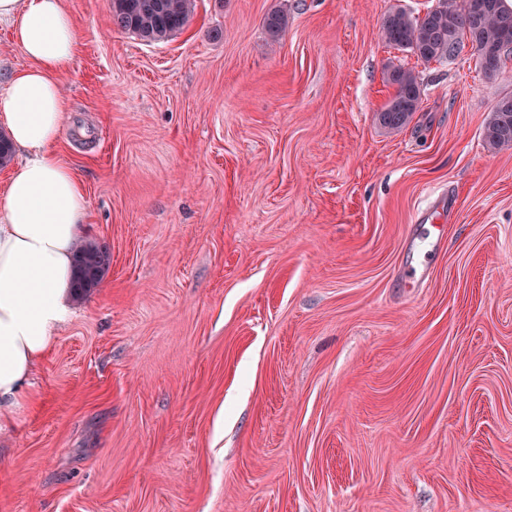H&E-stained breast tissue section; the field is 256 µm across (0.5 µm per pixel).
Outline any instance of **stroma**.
<instances>
[{
  "mask_svg": "<svg viewBox=\"0 0 512 512\" xmlns=\"http://www.w3.org/2000/svg\"><path fill=\"white\" fill-rule=\"evenodd\" d=\"M434 3L196 0L148 44L65 0L55 150L110 266L0 430V512H512V77L382 40ZM390 67L422 83L395 132ZM485 131L488 144L495 150L512 149V96L496 98ZM437 225L438 224H428V226L425 227L427 237L418 239V243L412 242L409 249L410 251L413 250L415 246L425 249V251L422 258L417 261L411 260L407 252L406 260L402 265L400 273L401 281L405 288H420L427 280L430 256L439 251L443 244L442 237L436 232Z\"/></svg>",
  "mask_w": 512,
  "mask_h": 512,
  "instance_id": "35a3bbf8",
  "label": "stroma"
}]
</instances>
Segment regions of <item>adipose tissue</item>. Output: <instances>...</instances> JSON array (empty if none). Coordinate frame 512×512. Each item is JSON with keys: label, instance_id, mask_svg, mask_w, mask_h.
Segmentation results:
<instances>
[{"label": "adipose tissue", "instance_id": "ef3b65f1", "mask_svg": "<svg viewBox=\"0 0 512 512\" xmlns=\"http://www.w3.org/2000/svg\"><path fill=\"white\" fill-rule=\"evenodd\" d=\"M31 61L0 89V125L24 159L0 191V420L69 314L84 192L56 154L69 100L59 77L79 35L64 0H0V20Z\"/></svg>", "mask_w": 512, "mask_h": 512}]
</instances>
